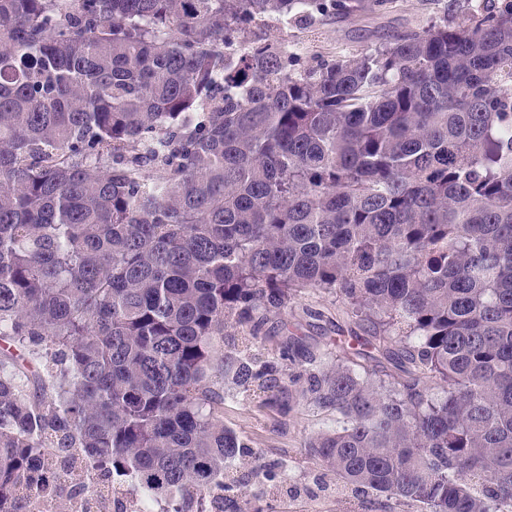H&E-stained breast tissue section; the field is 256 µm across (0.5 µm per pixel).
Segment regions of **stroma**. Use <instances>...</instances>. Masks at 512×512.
<instances>
[{
  "mask_svg": "<svg viewBox=\"0 0 512 512\" xmlns=\"http://www.w3.org/2000/svg\"><path fill=\"white\" fill-rule=\"evenodd\" d=\"M449 7L450 0H396L393 8L383 12L328 15L315 22L303 18L288 24L270 20L255 27L252 37L285 45L299 65L306 67L318 58L339 60L389 42L398 34L421 30L443 18ZM357 327L341 299L309 290L288 310L269 315L261 334L265 348L271 350L293 334L314 354L329 350L341 357L351 330ZM224 423L247 439L267 469L288 472L286 486L267 488L260 503L263 512H346L345 500L318 491V484L328 477L304 447L312 432L335 428V414L304 402L284 415L260 406L257 397L230 393L224 397Z\"/></svg>",
  "mask_w": 512,
  "mask_h": 512,
  "instance_id": "1",
  "label": "stroma"
}]
</instances>
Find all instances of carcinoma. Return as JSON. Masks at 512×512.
Wrapping results in <instances>:
<instances>
[{"instance_id":"1","label":"carcinoma","mask_w":512,"mask_h":512,"mask_svg":"<svg viewBox=\"0 0 512 512\" xmlns=\"http://www.w3.org/2000/svg\"><path fill=\"white\" fill-rule=\"evenodd\" d=\"M392 3L0 0V339L42 368L0 360V512L78 456L244 512L251 391L339 415L305 447L384 512H512V0L302 69L249 39ZM307 289L397 374L258 351Z\"/></svg>"}]
</instances>
